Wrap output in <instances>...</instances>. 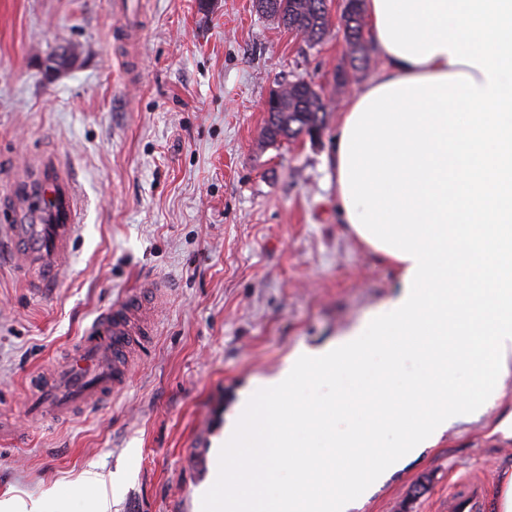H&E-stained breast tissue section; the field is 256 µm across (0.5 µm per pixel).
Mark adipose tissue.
Segmentation results:
<instances>
[{"instance_id":"obj_1","label":"adipose tissue","mask_w":512,"mask_h":512,"mask_svg":"<svg viewBox=\"0 0 512 512\" xmlns=\"http://www.w3.org/2000/svg\"><path fill=\"white\" fill-rule=\"evenodd\" d=\"M363 9L384 67L343 112L337 207L400 291L241 394L209 512H350L512 376V0Z\"/></svg>"}]
</instances>
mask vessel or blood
<instances>
[{"label": "vessel or blood", "instance_id": "vessel-or-blood-1", "mask_svg": "<svg viewBox=\"0 0 512 512\" xmlns=\"http://www.w3.org/2000/svg\"><path fill=\"white\" fill-rule=\"evenodd\" d=\"M12 200L15 219L0 225V236L14 246L17 273L39 285L60 279L79 227L74 182L50 166L40 176L17 183ZM156 301V290L143 288L96 318L69 360L51 379L38 381L31 403L34 414L55 421L110 399L123 388L134 357L151 344ZM456 506L461 512H484L481 485L463 484Z\"/></svg>", "mask_w": 512, "mask_h": 512}]
</instances>
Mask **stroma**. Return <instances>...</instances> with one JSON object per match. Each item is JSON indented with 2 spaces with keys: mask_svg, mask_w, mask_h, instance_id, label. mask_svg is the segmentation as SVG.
<instances>
[{
  "mask_svg": "<svg viewBox=\"0 0 512 512\" xmlns=\"http://www.w3.org/2000/svg\"><path fill=\"white\" fill-rule=\"evenodd\" d=\"M138 2L133 40L113 0H0V208L25 167L54 159L84 201L54 287H26L0 255V500L41 498L47 512H93L101 494L109 512H200L238 391L397 292L392 264L336 204L339 105L382 66L372 57L336 84L349 63L342 0L314 46L254 0ZM69 47L73 64L49 71ZM298 77L337 107L319 138L269 143L265 102ZM152 286V347L127 386L54 425L33 415L31 378L56 369L114 300ZM511 415L512 377L493 408L387 473L355 512H448L474 480L495 512Z\"/></svg>",
  "mask_w": 512,
  "mask_h": 512,
  "instance_id": "stroma-1",
  "label": "stroma"
}]
</instances>
